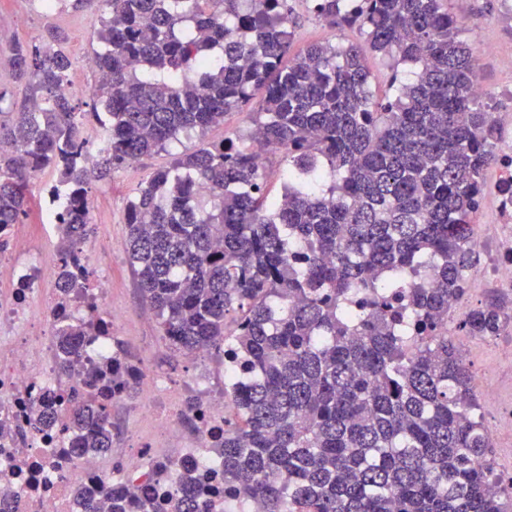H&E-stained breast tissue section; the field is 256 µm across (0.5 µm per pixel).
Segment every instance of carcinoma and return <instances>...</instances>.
Listing matches in <instances>:
<instances>
[{
    "label": "carcinoma",
    "mask_w": 512,
    "mask_h": 512,
    "mask_svg": "<svg viewBox=\"0 0 512 512\" xmlns=\"http://www.w3.org/2000/svg\"><path fill=\"white\" fill-rule=\"evenodd\" d=\"M94 99L108 116V167L224 123L261 94L251 140L277 145L282 191L230 139L175 157L126 207L127 250L144 301L181 354L215 349L233 370L235 412L213 444L224 503L240 512H512V480L476 416L448 302L478 261L474 222L497 156L492 113L473 93L476 63L446 0H313L332 26H356L391 61L384 102L363 49L314 45L285 60L288 0H104ZM24 101L0 121V250L36 173L56 171L57 287L83 294L68 259L90 237L92 155L61 93V49L14 44ZM414 66L412 83L399 67ZM512 323L493 296L464 313L466 336ZM94 324L57 329L59 370L103 389L119 367L86 359ZM83 447H111L108 402L76 398ZM139 512H208L191 487Z\"/></svg>",
    "instance_id": "1"
}]
</instances>
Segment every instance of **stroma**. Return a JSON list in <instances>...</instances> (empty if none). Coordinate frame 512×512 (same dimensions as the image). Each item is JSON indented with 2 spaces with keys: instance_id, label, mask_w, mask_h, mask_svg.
<instances>
[{
  "instance_id": "1",
  "label": "stroma",
  "mask_w": 512,
  "mask_h": 512,
  "mask_svg": "<svg viewBox=\"0 0 512 512\" xmlns=\"http://www.w3.org/2000/svg\"><path fill=\"white\" fill-rule=\"evenodd\" d=\"M449 13L457 20L461 36L470 45L477 65V79L485 85L490 95L487 99L492 110L512 111V7L496 0H447ZM288 25L294 31L291 55L302 53L315 43L364 44L365 38L357 28L334 27L318 17L312 0H288ZM98 25L87 7L75 0H60L55 13L42 12L37 0H0V89L22 96L21 86L15 82L11 66V50L15 43L43 45L50 42L52 33H61L63 48L71 60L92 56L98 48ZM73 83L71 98L83 117L81 135L94 140L104 134L106 114H94L93 99L87 88L96 84L93 71L71 69ZM258 102L249 108L232 111L225 115L223 124L195 132L182 143L167 150L143 157L135 165H121L112 169L103 179L93 181L89 195V210L94 226V236L103 247L93 254L90 268L102 271L110 280V298L124 311L123 319L113 329L126 347L132 361H149L162 365L168 372L175 388H182L185 380L202 374L209 383L216 382L225 374L224 358L216 353L199 363L188 362L184 355L173 352L165 338L155 312L142 300L137 276L130 263L126 248V206L137 189L160 168L169 166L173 158L203 146L220 143L229 137L248 139L255 129L253 122ZM58 175L45 170L38 182L29 187L30 209L22 219V228L29 236L34 249L31 260L42 267H55L59 260L60 236L57 229L45 228L41 222L44 187L55 184ZM495 285L468 289L459 312L448 317V334L460 347L473 374V386L478 392L479 412L490 435L496 436L495 451L497 475L505 481L512 480V451L507 435L501 434L502 417L512 408V365L502 358L501 349L512 345L511 336L482 339L464 336L458 331L462 312L480 306L491 295L497 294ZM495 382L494 397L483 395L486 382Z\"/></svg>"
}]
</instances>
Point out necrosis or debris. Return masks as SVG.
<instances>
[{
  "instance_id": "4bbe7bcc",
  "label": "necrosis or debris",
  "mask_w": 512,
  "mask_h": 512,
  "mask_svg": "<svg viewBox=\"0 0 512 512\" xmlns=\"http://www.w3.org/2000/svg\"><path fill=\"white\" fill-rule=\"evenodd\" d=\"M498 223L484 227L474 241L484 248L488 237L500 247L483 277L502 288H512V203L499 207ZM30 242L20 227L8 229V245L0 251V274L12 284L11 297L0 301V512H111L120 499L133 512L139 499L156 490L157 465L169 468L167 486L178 489L185 473L219 472L211 446L224 437L230 407L223 391L195 384L196 407L174 403L171 411L155 417L156 443L138 446L139 465L128 468L114 460L113 449L96 452L82 447L83 431L53 423L65 412L63 402L48 404L52 392L64 399L91 388L84 372L59 375L50 336L56 327L85 318L96 325L87 348L99 361H117L127 386L137 387L152 411L153 399L169 382L157 365L121 359V343L112 326L122 313L110 301L105 278L94 279L84 299L45 297L33 266L17 262Z\"/></svg>"
}]
</instances>
